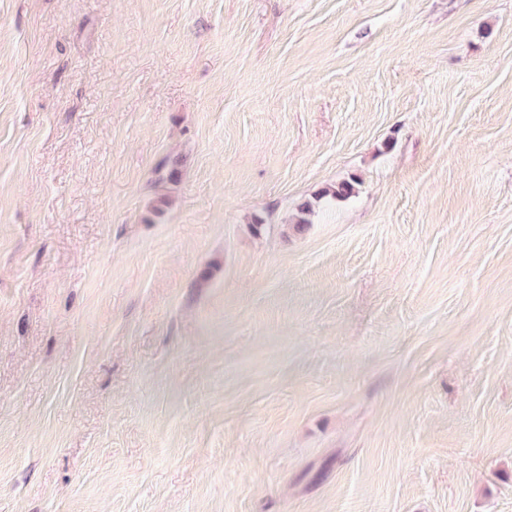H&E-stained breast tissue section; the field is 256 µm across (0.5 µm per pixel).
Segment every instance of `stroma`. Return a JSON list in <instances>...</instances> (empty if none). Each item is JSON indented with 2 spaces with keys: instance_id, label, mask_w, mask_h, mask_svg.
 Instances as JSON below:
<instances>
[{
  "instance_id": "35a3bbf8",
  "label": "stroma",
  "mask_w": 512,
  "mask_h": 512,
  "mask_svg": "<svg viewBox=\"0 0 512 512\" xmlns=\"http://www.w3.org/2000/svg\"><path fill=\"white\" fill-rule=\"evenodd\" d=\"M0 512H512V0H0Z\"/></svg>"
}]
</instances>
